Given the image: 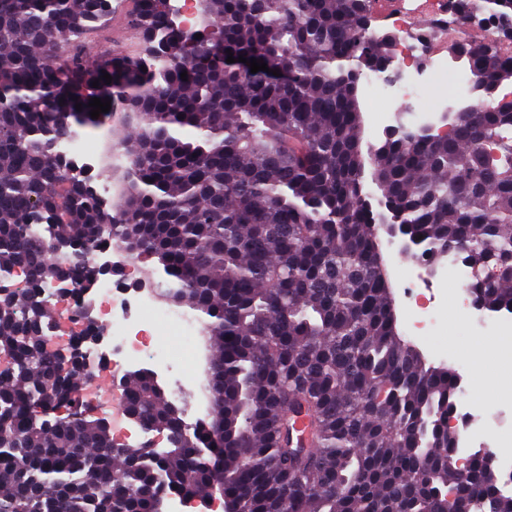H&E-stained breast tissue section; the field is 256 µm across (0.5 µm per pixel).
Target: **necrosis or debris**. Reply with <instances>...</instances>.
Listing matches in <instances>:
<instances>
[{"label": "necrosis or debris", "mask_w": 512, "mask_h": 512, "mask_svg": "<svg viewBox=\"0 0 512 512\" xmlns=\"http://www.w3.org/2000/svg\"><path fill=\"white\" fill-rule=\"evenodd\" d=\"M415 0H391L384 18L386 27L395 36L393 63L399 72L393 81L381 84L384 94L404 99L419 97L426 82L437 81L445 68L442 45L448 39L479 30L486 39L498 37V24L488 15L472 25L461 24L451 10L449 0H436L432 13L434 26L426 33L415 32L410 19ZM47 303L62 307L66 316L49 336L46 348L58 353L72 349L80 337L96 333L105 327L112 336V355L104 357L94 346H85V357L77 375L82 382L81 397L103 409H111L115 395L107 381L117 373L130 372L142 363L155 367L163 376L175 399L191 394L197 376L185 361L170 360L164 337L168 333L180 336L196 335L200 323L188 313L160 309L156 295L149 290L125 294L120 286L108 280H95L93 290H85L80 278L63 276L48 283L42 291ZM96 308L94 319L80 316L85 303ZM459 386L462 390L456 417L464 427L461 442L465 448H490L500 439L512 436V403L502 409L497 419H490L471 403L467 391L471 383V367L460 363Z\"/></svg>", "instance_id": "obj_1"}]
</instances>
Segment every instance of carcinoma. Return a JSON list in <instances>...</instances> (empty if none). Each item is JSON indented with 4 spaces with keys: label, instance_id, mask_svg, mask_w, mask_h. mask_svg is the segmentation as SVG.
<instances>
[{
    "label": "carcinoma",
    "instance_id": "1",
    "mask_svg": "<svg viewBox=\"0 0 512 512\" xmlns=\"http://www.w3.org/2000/svg\"><path fill=\"white\" fill-rule=\"evenodd\" d=\"M134 2L141 50L91 60L112 0H0V274L29 272L0 301V512H158V493L204 499L221 471L241 512H512L482 453L448 437L458 375L398 334L375 232L398 225L432 268L455 257L477 307L512 312V101H495L512 58L453 44L482 107L448 113L445 133L399 118L364 153L360 80L393 71L377 0H199L195 44L169 0ZM454 8L512 40V0ZM94 97L136 131L113 201L53 147L98 126ZM107 239L157 259L160 295L199 312L212 342L201 430L154 375L126 376L164 447L116 448L80 402L82 352L44 348L41 288L68 273L90 288L99 273L72 254Z\"/></svg>",
    "mask_w": 512,
    "mask_h": 512
}]
</instances>
